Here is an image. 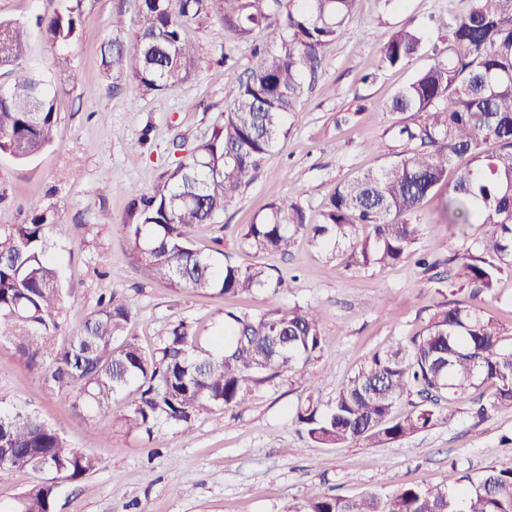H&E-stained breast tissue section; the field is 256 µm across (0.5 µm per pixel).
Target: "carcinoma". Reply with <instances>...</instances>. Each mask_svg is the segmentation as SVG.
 <instances>
[{"instance_id": "1", "label": "carcinoma", "mask_w": 512, "mask_h": 512, "mask_svg": "<svg viewBox=\"0 0 512 512\" xmlns=\"http://www.w3.org/2000/svg\"><path fill=\"white\" fill-rule=\"evenodd\" d=\"M79 2L37 18L58 48V68L69 66L64 49L79 37ZM354 7L355 0H140L137 29L103 43L105 73L150 94L192 76L200 62L196 32L214 16L240 41L263 27L275 33L272 45L252 46L246 78L209 137L167 168L152 192L132 200L124 229L146 277L221 295L270 283L262 268L218 265L193 248L190 234L199 224L216 223L288 137L306 77L315 76ZM437 30L443 56L389 105L393 114L413 116L411 124H392L404 149L336 186L320 224H305L298 195L276 200L244 227L245 244L285 255L298 230L307 228L314 245L348 253L356 267L390 265L414 253L421 205L444 187L449 223L484 229L452 258L455 282L473 289L475 299L512 272V0H471L466 14L437 20ZM423 43L419 29H397L382 49L383 66L409 64ZM28 56V26L0 18V70L11 77L0 87V153L19 162L52 144L57 122L55 91L27 64ZM464 156L466 166L448 177L454 159ZM55 217L54 205H37L24 223L0 228V343H11L28 365L43 369L44 384L72 397L75 408L102 410L119 402L124 426L150 433L161 424H187L213 407L244 408L259 384L320 352V312L310 305L274 307L257 318L228 311L219 350L199 347L184 323L157 337L149 352L132 339L117 344L135 308L115 293L99 300L78 333L55 342L63 304L59 269L48 255ZM363 228L368 233H360ZM511 335L477 301L440 302L409 342L373 354L326 410L310 404L297 410L296 422L323 445L378 446L447 421L449 396L487 382L496 391L474 415L512 408ZM413 396L412 411L393 416L396 402ZM96 466L94 456L69 447L35 414L0 412V480L24 467L47 474L11 512H55L60 487ZM297 512H512V466L472 475L453 465L445 483L385 497L320 493Z\"/></svg>"}]
</instances>
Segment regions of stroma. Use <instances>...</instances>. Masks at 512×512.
<instances>
[{"instance_id":"35a3bbf8","label":"stroma","mask_w":512,"mask_h":512,"mask_svg":"<svg viewBox=\"0 0 512 512\" xmlns=\"http://www.w3.org/2000/svg\"><path fill=\"white\" fill-rule=\"evenodd\" d=\"M58 5L0 0V17L30 25L28 63L51 81L57 112L52 145L32 161L0 153V227L22 223L32 205H56L63 335L79 331L101 295L116 292L136 308L127 333L147 350L182 321L200 346H210L225 311L253 318L275 304L318 307L323 345L314 359L260 385L247 408L215 407L188 425H162L147 435L123 428L117 405L74 409L46 388L39 369L10 344H0V406L33 412L70 447L98 460L92 474L62 486L57 512H296L325 492L351 498L435 485L446 480L453 463L472 474L512 464V409L481 420L470 416L476 400L492 397L490 383L455 398L450 421L381 446L320 445L294 421L298 408L329 403L374 353L420 331L440 293L450 290L447 258L470 238L466 225L445 216L446 191L421 206L417 248L436 260L429 270L411 257L360 269L344 253L322 252L303 232L285 256L240 242L245 225L294 192L301 195L308 223H320L338 184L379 168L402 149L387 104L432 62L441 40L430 17L462 15L470 0H403L386 9L377 0H357L342 37L325 50L298 112L289 118L284 145L268 156L218 223L198 225L191 234L195 249L222 263L258 266L293 281L277 295L266 288L237 297L146 281L123 224L134 192L152 191L165 168L180 159L177 144L190 146L209 135L237 91L252 44L270 43L269 30H256L246 43L226 32L219 19L209 20L197 32L201 64L195 75L175 90L145 94L108 77L100 64L102 43L134 28L137 0H82L80 37L68 48V71L55 69V51L34 26L36 16ZM405 25L425 30L422 51L405 67H382L383 46ZM371 72L375 80L364 82Z\"/></svg>"}]
</instances>
